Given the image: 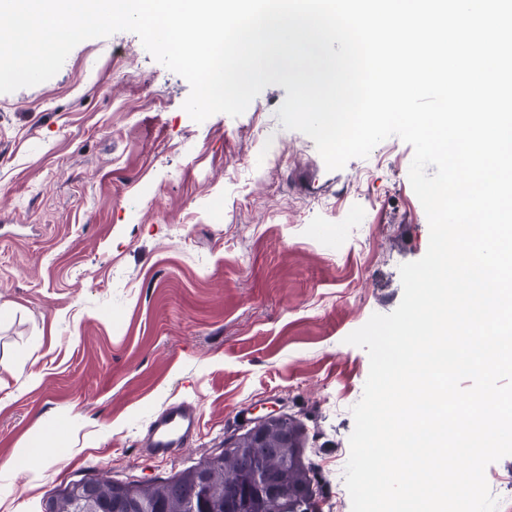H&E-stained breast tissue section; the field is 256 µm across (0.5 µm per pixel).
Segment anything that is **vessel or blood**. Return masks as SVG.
I'll return each instance as SVG.
<instances>
[{
  "label": "vessel or blood",
  "instance_id": "1",
  "mask_svg": "<svg viewBox=\"0 0 512 512\" xmlns=\"http://www.w3.org/2000/svg\"><path fill=\"white\" fill-rule=\"evenodd\" d=\"M197 423V411L191 404L184 401L170 403L152 418L146 446L154 455H164L183 447L194 436Z\"/></svg>",
  "mask_w": 512,
  "mask_h": 512
}]
</instances>
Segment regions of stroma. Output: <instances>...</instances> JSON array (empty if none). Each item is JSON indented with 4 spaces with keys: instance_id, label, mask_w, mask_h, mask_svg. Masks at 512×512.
I'll list each match as a JSON object with an SVG mask.
<instances>
[{
    "instance_id": "obj_1",
    "label": "stroma",
    "mask_w": 512,
    "mask_h": 512,
    "mask_svg": "<svg viewBox=\"0 0 512 512\" xmlns=\"http://www.w3.org/2000/svg\"><path fill=\"white\" fill-rule=\"evenodd\" d=\"M188 82L119 31L41 84L0 94V512H42L84 478L167 480L275 411L303 430L321 512H351L353 406L369 373L345 338L401 302L429 242L398 137L327 170L284 129L287 91L195 122ZM193 405L167 456L153 415ZM52 455L19 469V445ZM198 423L196 409L185 401L166 405L150 421L145 446L151 455H164L181 448L193 437Z\"/></svg>"
}]
</instances>
